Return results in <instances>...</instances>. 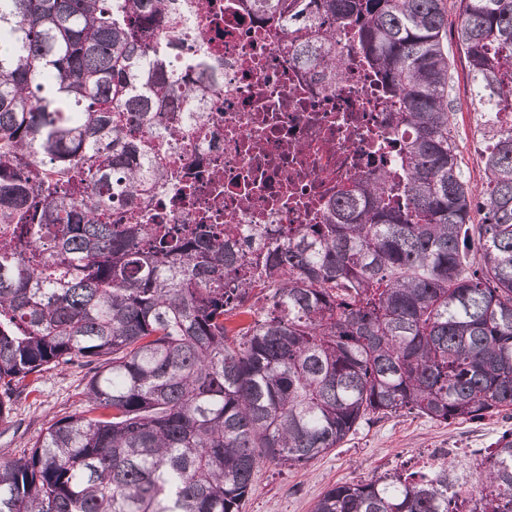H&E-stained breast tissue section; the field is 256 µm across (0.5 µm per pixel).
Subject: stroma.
Instances as JSON below:
<instances>
[{
  "label": "stroma",
  "mask_w": 512,
  "mask_h": 512,
  "mask_svg": "<svg viewBox=\"0 0 512 512\" xmlns=\"http://www.w3.org/2000/svg\"><path fill=\"white\" fill-rule=\"evenodd\" d=\"M451 121L464 167L473 186H480L476 115L465 84L456 88ZM89 378L88 366L77 363L31 381L29 394L15 398L11 416L0 421V455L23 456L50 423L81 413ZM508 431L510 408L474 421L443 423L402 411L364 422L340 447L305 465L281 469L260 464L242 512H312L315 501L335 484L366 482L395 469L421 472L426 464L447 458L467 464L472 478L493 443Z\"/></svg>",
  "instance_id": "1"
}]
</instances>
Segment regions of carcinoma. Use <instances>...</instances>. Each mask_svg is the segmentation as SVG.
<instances>
[{
    "mask_svg": "<svg viewBox=\"0 0 512 512\" xmlns=\"http://www.w3.org/2000/svg\"><path fill=\"white\" fill-rule=\"evenodd\" d=\"M252 2L328 83L336 31L357 37L399 172L362 175L324 224L244 237L114 217L176 180L166 155L206 118L211 76L170 65L194 0H0V420L28 376L92 367L80 414L0 456V512H241L260 462L306 464L364 421L512 409V0L452 3L478 191L447 0ZM453 471L337 484L313 512H461ZM478 483L466 512H512L511 431ZM457 13L455 9L448 10V46L455 56V67L459 74L460 82L456 88L453 114L451 121L456 136L457 144L463 157L464 168L471 175L472 186L481 187V165L478 148V133L476 128V114L469 105V87L464 81L465 61L463 54L457 49L454 34L457 26Z\"/></svg>",
    "mask_w": 512,
    "mask_h": 512,
    "instance_id": "carcinoma-1",
    "label": "carcinoma"
}]
</instances>
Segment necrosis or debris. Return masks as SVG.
Returning a JSON list of instances; mask_svg holds the SVG:
<instances>
[{
  "instance_id": "necrosis-or-debris-1",
  "label": "necrosis or debris",
  "mask_w": 512,
  "mask_h": 512,
  "mask_svg": "<svg viewBox=\"0 0 512 512\" xmlns=\"http://www.w3.org/2000/svg\"><path fill=\"white\" fill-rule=\"evenodd\" d=\"M184 47L172 62L205 64L216 90L203 126L184 131L167 162L177 187L134 210L136 224H319L336 194L369 161L392 169L396 108L380 95L344 32L336 50L347 73L326 86L316 70L290 61L275 30L248 0H199L183 20Z\"/></svg>"
}]
</instances>
